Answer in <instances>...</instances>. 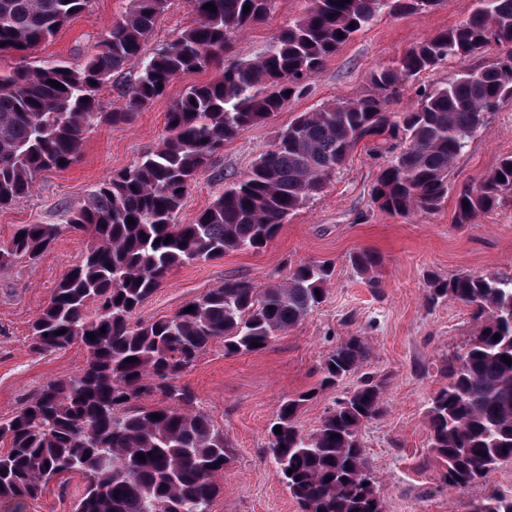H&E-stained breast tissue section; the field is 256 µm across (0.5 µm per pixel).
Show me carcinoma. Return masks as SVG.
<instances>
[{"instance_id":"obj_1","label":"carcinoma","mask_w":512,"mask_h":512,"mask_svg":"<svg viewBox=\"0 0 512 512\" xmlns=\"http://www.w3.org/2000/svg\"><path fill=\"white\" fill-rule=\"evenodd\" d=\"M90 2L0 0V52L50 41ZM169 2L131 0L123 20L80 62L49 59L0 69V207L30 194L39 173L61 167L62 160L75 162L96 127L130 124L177 77L214 71L171 104L168 135L158 147L98 184L84 205L64 209L63 223L24 224L0 240V266L6 267L44 253L65 230L90 238L35 317L30 343L44 354L79 341L86 362L0 419V442L9 441L0 450V503L10 512H25L51 482L63 488L62 478L73 474L85 483L73 512H158L160 505L165 512H209L215 477L232 445L176 382L215 342L224 343L227 356L265 349L324 302L333 269L309 261L284 282L228 279L186 303L193 311L158 319L140 316L145 303L177 267L267 246L283 220L319 194L362 143L385 153L392 142L403 143L373 188L380 209L437 212L448 198L455 160L487 114L512 98V0H476L468 18L409 48L394 68L374 72L373 93L300 113L246 177L225 184L193 223L179 224L190 184L224 142L284 110L381 10H429L438 0H310L306 14L262 54L230 63L224 55L233 38L263 21L274 0H189L195 24L149 53L148 40ZM208 3L216 11L205 9ZM490 50V63L448 72L440 85L419 91L415 106L388 108L404 80ZM136 58L142 67L126 106L103 111L101 87ZM511 198L509 156L478 186L456 195L454 223L476 224ZM350 261L371 287H380L376 254L363 250ZM445 299L472 307L479 327L464 352L445 359L448 383L430 399L426 423L440 480L465 491L512 463V363L501 360H512V275L429 280L427 304ZM365 353L359 336L337 345L322 360L319 387L284 399L269 427L276 474L301 512H383L360 433L383 414L387 379L365 374L315 432L304 434L297 425L302 405L358 370ZM155 393L167 403L139 404ZM472 512H512V490H492Z\"/></svg>"}]
</instances>
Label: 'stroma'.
<instances>
[{"label": "stroma", "instance_id": "35a3bbf8", "mask_svg": "<svg viewBox=\"0 0 512 512\" xmlns=\"http://www.w3.org/2000/svg\"><path fill=\"white\" fill-rule=\"evenodd\" d=\"M309 0H275L268 18L239 34L233 55L252 58L272 38L302 17ZM474 0H440L430 11H382L353 36L307 82L305 92L262 123L225 142L209 169L192 183L177 215L191 223L224 190L245 177L278 131L300 113L338 99L372 93L373 71L394 66L410 47L465 20ZM130 9V0H92L50 42L41 59L78 60L90 54L112 24ZM188 0H171L149 39L165 45L191 26ZM207 71L173 81L165 94L139 112L129 125H102L86 134L76 163L38 176L28 196L0 209V239L22 224H56L62 207L84 204L90 189L112 174L133 167L166 136V114L190 85L210 79ZM512 155V100L489 116L476 138L455 161L451 188L477 186L504 157ZM389 154L359 145L325 189L286 218L273 241L258 251H229L224 257L176 268L141 310L143 318L170 316L224 280L242 278L263 285L287 278L290 268L308 261H330L334 274L322 305L265 349L228 356L212 344L179 383L221 427L233 445L219 474L220 493L210 512H301L276 475L266 452L269 426L284 397L318 389L303 405L297 424L310 434L321 425L338 397L356 387L362 374L378 373L388 383L385 411L366 424L361 437L367 465L383 512H470L490 487L512 489V465L504 464L470 489L443 487L428 463L426 409L446 379L441 365L462 351L477 323L473 310L443 300L426 303L427 281L512 273V204L484 214L478 223H454V199L434 214L393 215L372 201V189ZM89 238L63 232L37 259L0 268V418L11 417L23 400L51 380L73 376L84 365L81 343L48 354L29 348L30 325L63 275L78 263ZM369 250L379 257L380 290L355 274L349 257ZM360 336L367 358L358 373L336 387L319 390L320 363L349 337Z\"/></svg>", "mask_w": 512, "mask_h": 512}]
</instances>
